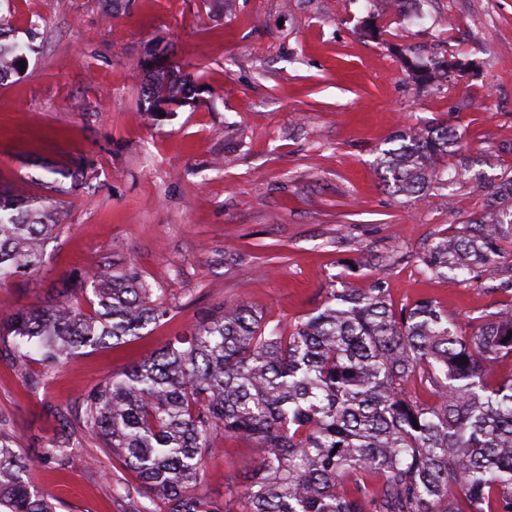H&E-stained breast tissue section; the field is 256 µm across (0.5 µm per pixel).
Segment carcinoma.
I'll use <instances>...</instances> for the list:
<instances>
[{
	"label": "carcinoma",
	"instance_id": "carcinoma-1",
	"mask_svg": "<svg viewBox=\"0 0 512 512\" xmlns=\"http://www.w3.org/2000/svg\"><path fill=\"white\" fill-rule=\"evenodd\" d=\"M8 26L0 16V83L20 74L25 60L26 46L3 42ZM407 72L429 82L438 68L409 62ZM190 91L161 77L148 98L179 107ZM397 140L378 161L394 192L424 198L453 182L444 159L457 135L448 124ZM77 187L56 183L37 198L0 189V284L40 269L66 217L57 196ZM472 187L486 197L485 211L430 246L420 256L423 273L459 282L505 275L511 289L512 259L501 243H512V176L476 178ZM387 296L379 279L368 288H332L320 308L286 328L225 303L189 335L88 393L80 427L167 512H512V378L497 383L488 371L490 362L512 357V306L480 313L465 337L433 301L397 311ZM164 314L148 283L105 267L70 275L41 309L1 315L0 343L18 369L30 347L57 368L82 348L143 335ZM415 383L435 400L415 401ZM218 435L263 449L222 509L193 492ZM72 446V435L56 437L41 459L60 461ZM38 463L0 430V512H55L28 478ZM366 470L380 474L378 485L364 482Z\"/></svg>",
	"mask_w": 512,
	"mask_h": 512
}]
</instances>
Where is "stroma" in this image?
<instances>
[{"mask_svg": "<svg viewBox=\"0 0 512 512\" xmlns=\"http://www.w3.org/2000/svg\"><path fill=\"white\" fill-rule=\"evenodd\" d=\"M415 12L389 0H0L14 39L35 47L0 87V188L35 197L81 183L61 199L68 222L42 269L0 286V311L45 306L64 275L108 266L170 310L139 339L56 370L36 354L23 377L0 353V429L38 459L32 480L57 512H162L115 497L136 476L80 429V402L223 303L290 325L331 286L379 278L396 307L433 299L465 336L481 311L512 303L497 279L429 278L419 261L483 211L472 178L512 176V0H417ZM159 43L201 87L173 112L143 94ZM408 59L466 68L420 83ZM439 120L459 136L448 163L463 175L420 200L392 192L376 171L383 151ZM63 433L74 453L40 462ZM259 454L217 438L202 494L223 506Z\"/></svg>", "mask_w": 512, "mask_h": 512, "instance_id": "1", "label": "stroma"}]
</instances>
